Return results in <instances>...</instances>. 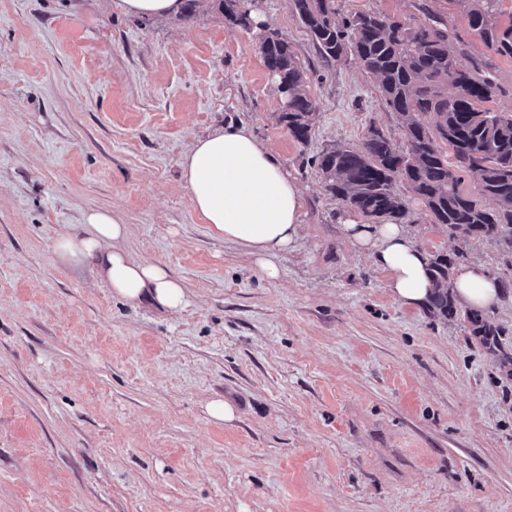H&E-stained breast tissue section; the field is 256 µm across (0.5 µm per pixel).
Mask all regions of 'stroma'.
Listing matches in <instances>:
<instances>
[{
	"label": "stroma",
	"instance_id": "stroma-1",
	"mask_svg": "<svg viewBox=\"0 0 512 512\" xmlns=\"http://www.w3.org/2000/svg\"><path fill=\"white\" fill-rule=\"evenodd\" d=\"M251 7L311 66L308 146L276 120L257 36L217 13L0 0V512H512V377L465 321L389 292L305 164L392 115L356 60L317 58L288 0ZM434 8L511 87L512 59L454 0ZM229 124L307 188L275 280L203 224L181 177L196 138ZM397 190L416 245L452 254ZM92 209L181 280L182 308L127 303L57 258ZM217 398L234 420L207 414Z\"/></svg>",
	"mask_w": 512,
	"mask_h": 512
}]
</instances>
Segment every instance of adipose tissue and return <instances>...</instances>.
<instances>
[{
	"mask_svg": "<svg viewBox=\"0 0 512 512\" xmlns=\"http://www.w3.org/2000/svg\"><path fill=\"white\" fill-rule=\"evenodd\" d=\"M191 205L203 223L238 244L266 278H277V260L302 228L304 189L300 181L245 128L227 126L197 140L181 163ZM347 238L390 274L388 289L410 306L425 304L432 282L428 257L401 224H366L347 218ZM130 229L108 211L89 212L79 231L55 244L65 263H93L115 295L170 310L183 307L180 280L156 262L130 258L122 247ZM460 306L487 311L500 302V284L473 262L454 275Z\"/></svg>",
	"mask_w": 512,
	"mask_h": 512,
	"instance_id": "obj_1",
	"label": "adipose tissue"
}]
</instances>
